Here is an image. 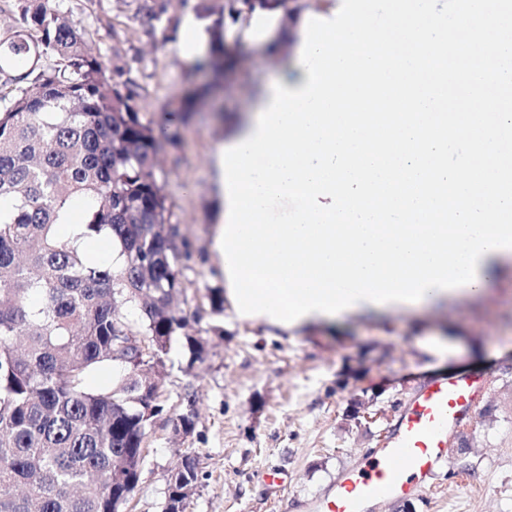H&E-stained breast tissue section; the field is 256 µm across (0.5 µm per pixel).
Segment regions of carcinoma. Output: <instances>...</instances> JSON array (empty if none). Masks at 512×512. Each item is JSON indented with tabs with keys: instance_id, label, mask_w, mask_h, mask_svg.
<instances>
[{
	"instance_id": "cac0c4a2",
	"label": "carcinoma",
	"mask_w": 512,
	"mask_h": 512,
	"mask_svg": "<svg viewBox=\"0 0 512 512\" xmlns=\"http://www.w3.org/2000/svg\"><path fill=\"white\" fill-rule=\"evenodd\" d=\"M149 25L166 11L136 0ZM22 29L0 42V71L27 64L0 84V512H123L146 464L142 444L166 410L155 378L182 339L203 345L171 306L183 282L179 225L154 169L158 144L135 92L111 82L72 24L48 0H19ZM254 0H197L210 26L208 67L235 58L225 17ZM55 58L46 68L41 59ZM85 200L77 240L57 234L72 203ZM105 238L117 257L99 263L87 244ZM146 353L119 350L121 337ZM103 365L116 370L86 386ZM197 460L184 455L169 477L162 512L193 494Z\"/></svg>"
}]
</instances>
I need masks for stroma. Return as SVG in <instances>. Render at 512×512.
I'll return each mask as SVG.
<instances>
[{
  "instance_id": "stroma-1",
  "label": "stroma",
  "mask_w": 512,
  "mask_h": 512,
  "mask_svg": "<svg viewBox=\"0 0 512 512\" xmlns=\"http://www.w3.org/2000/svg\"><path fill=\"white\" fill-rule=\"evenodd\" d=\"M49 5L80 30L113 82L139 91L143 121L180 115L187 95L212 80L174 46L192 12L181 0H167L151 27L136 18L134 0ZM266 52V43L240 40L222 92L179 124L177 143L160 153L162 192L189 252L174 304L205 353L193 363L181 344L172 347L161 377L166 411L147 441L129 512H161L168 472L185 454L199 461L185 512H306L303 500L327 490L359 449L382 443L412 386L453 373L483 377L490 396L464 447L448 458L456 485L439 479L415 512H512V266L480 297L449 299L439 311L347 314L277 336L236 321L230 308L213 313L211 296L224 292L211 247L221 212L215 150L286 67V57L269 61ZM358 398L365 407L353 421ZM190 410L194 429L186 435L175 425ZM268 469L286 472L287 482L266 485Z\"/></svg>"
}]
</instances>
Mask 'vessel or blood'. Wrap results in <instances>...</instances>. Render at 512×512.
<instances>
[{
    "label": "vessel or blood",
    "instance_id": "b4317fda",
    "mask_svg": "<svg viewBox=\"0 0 512 512\" xmlns=\"http://www.w3.org/2000/svg\"><path fill=\"white\" fill-rule=\"evenodd\" d=\"M489 395L486 382L471 375L418 384L397 407L382 446L360 451L328 492L309 502L310 512H389L426 497Z\"/></svg>",
    "mask_w": 512,
    "mask_h": 512
}]
</instances>
